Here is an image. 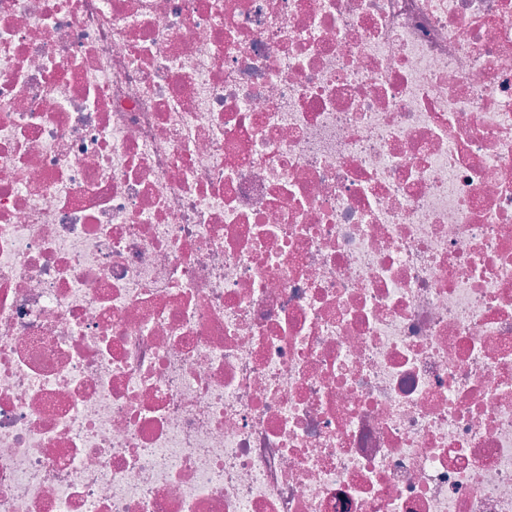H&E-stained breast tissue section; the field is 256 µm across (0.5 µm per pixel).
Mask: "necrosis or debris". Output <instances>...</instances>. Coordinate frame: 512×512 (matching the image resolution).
Here are the masks:
<instances>
[{
    "label": "necrosis or debris",
    "mask_w": 512,
    "mask_h": 512,
    "mask_svg": "<svg viewBox=\"0 0 512 512\" xmlns=\"http://www.w3.org/2000/svg\"><path fill=\"white\" fill-rule=\"evenodd\" d=\"M0 512H512V0H0Z\"/></svg>",
    "instance_id": "4bbe7bcc"
}]
</instances>
